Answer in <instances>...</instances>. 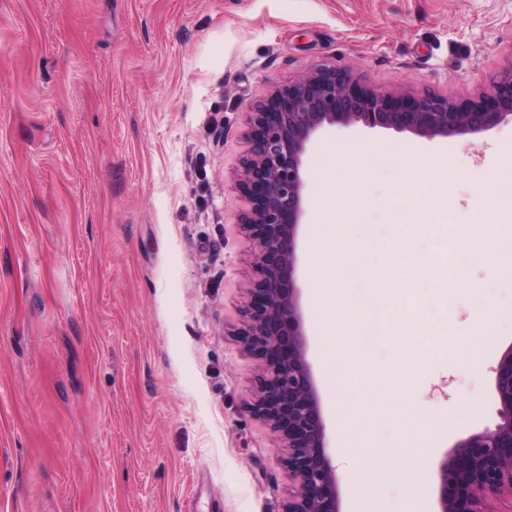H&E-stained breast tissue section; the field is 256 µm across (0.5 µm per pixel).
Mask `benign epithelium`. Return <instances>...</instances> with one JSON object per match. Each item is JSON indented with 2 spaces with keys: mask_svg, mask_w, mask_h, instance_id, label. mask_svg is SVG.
<instances>
[{
  "mask_svg": "<svg viewBox=\"0 0 512 512\" xmlns=\"http://www.w3.org/2000/svg\"><path fill=\"white\" fill-rule=\"evenodd\" d=\"M491 89L458 101L406 89L381 91L349 71L318 66L274 88L247 113V150L235 176L246 200L239 224L253 246L255 276L239 324L228 335L259 361L247 411L274 434L290 488L283 512H341L336 466L308 359L298 285L302 160L326 126L411 132L428 140L490 130L512 116V69ZM504 421L456 442L437 470L436 512H512V349L492 368Z\"/></svg>",
  "mask_w": 512,
  "mask_h": 512,
  "instance_id": "7a95c632",
  "label": "benign epithelium"
}]
</instances>
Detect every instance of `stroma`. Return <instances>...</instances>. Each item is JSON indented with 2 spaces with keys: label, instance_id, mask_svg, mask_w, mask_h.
I'll return each mask as SVG.
<instances>
[{
  "label": "stroma",
  "instance_id": "stroma-1",
  "mask_svg": "<svg viewBox=\"0 0 512 512\" xmlns=\"http://www.w3.org/2000/svg\"><path fill=\"white\" fill-rule=\"evenodd\" d=\"M320 65L472 96L512 67V0H0V512H282L276 442L244 408L260 367L224 334L253 277L234 175L251 104ZM351 149L326 210L321 173ZM410 152L448 159L431 201ZM511 177L510 118L433 141L359 124L313 137L298 283L329 455L396 379L422 405L418 429L374 419L388 457L340 474L342 512H433L440 459L499 423L512 257L454 238L493 223ZM336 222L337 259L368 274L340 285L364 306L328 367L311 239ZM460 271L476 289L456 290ZM450 309L483 335L486 367L458 354Z\"/></svg>",
  "mask_w": 512,
  "mask_h": 512
}]
</instances>
